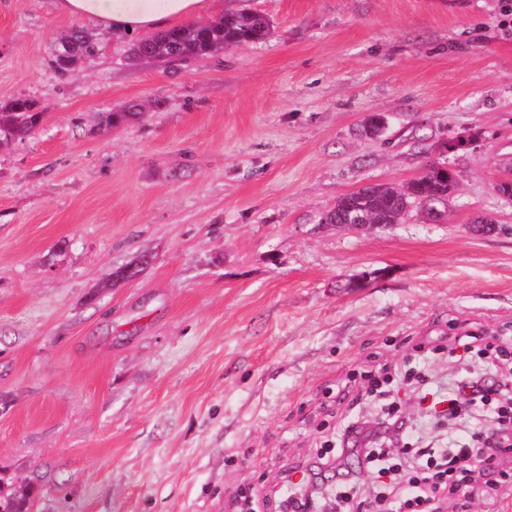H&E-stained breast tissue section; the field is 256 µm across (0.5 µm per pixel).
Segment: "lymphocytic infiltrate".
Listing matches in <instances>:
<instances>
[{
	"instance_id": "f902f5d3",
	"label": "lymphocytic infiltrate",
	"mask_w": 512,
	"mask_h": 512,
	"mask_svg": "<svg viewBox=\"0 0 512 512\" xmlns=\"http://www.w3.org/2000/svg\"><path fill=\"white\" fill-rule=\"evenodd\" d=\"M473 349L493 363L507 355L484 331L458 324L448 338L449 352ZM445 402L442 413L449 419L488 420L491 428L477 429L471 444L459 448H413L407 441L415 425L395 404L383 405L370 429L359 419H344L335 439L325 441L320 455L302 468L300 479H284L278 489L282 512H437L436 496L484 494L496 486L501 459L512 455V376L476 373ZM364 470L384 489L368 508L360 497Z\"/></svg>"
}]
</instances>
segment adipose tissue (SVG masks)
Listing matches in <instances>:
<instances>
[{"label":"adipose tissue","mask_w":512,"mask_h":512,"mask_svg":"<svg viewBox=\"0 0 512 512\" xmlns=\"http://www.w3.org/2000/svg\"><path fill=\"white\" fill-rule=\"evenodd\" d=\"M56 6L121 37L198 18L209 13L212 0H57Z\"/></svg>","instance_id":"ef3b65f1"}]
</instances>
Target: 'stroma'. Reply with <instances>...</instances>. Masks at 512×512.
<instances>
[{
	"mask_svg": "<svg viewBox=\"0 0 512 512\" xmlns=\"http://www.w3.org/2000/svg\"><path fill=\"white\" fill-rule=\"evenodd\" d=\"M222 2L270 35L131 65L92 25L97 54L61 75L78 20L0 0V104L43 114L0 144V486L34 512H231L319 450L374 362L463 321L512 335V0ZM430 163L457 174L445 221L322 224ZM483 218L499 231L470 233ZM421 360L441 394L476 366ZM392 396L423 440L468 436Z\"/></svg>",
	"mask_w": 512,
	"mask_h": 512,
	"instance_id": "stroma-1",
	"label": "stroma"
}]
</instances>
